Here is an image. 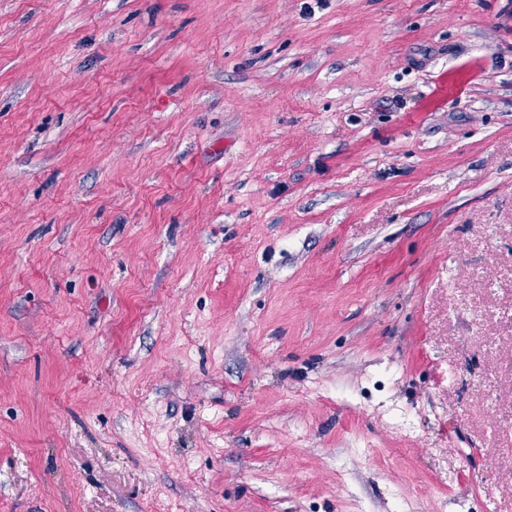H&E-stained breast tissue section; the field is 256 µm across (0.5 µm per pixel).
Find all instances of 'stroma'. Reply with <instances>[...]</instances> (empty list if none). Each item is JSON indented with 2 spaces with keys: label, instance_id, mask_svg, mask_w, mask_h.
<instances>
[{
  "label": "stroma",
  "instance_id": "stroma-1",
  "mask_svg": "<svg viewBox=\"0 0 512 512\" xmlns=\"http://www.w3.org/2000/svg\"><path fill=\"white\" fill-rule=\"evenodd\" d=\"M403 500L512 512V0H0V512Z\"/></svg>",
  "mask_w": 512,
  "mask_h": 512
}]
</instances>
